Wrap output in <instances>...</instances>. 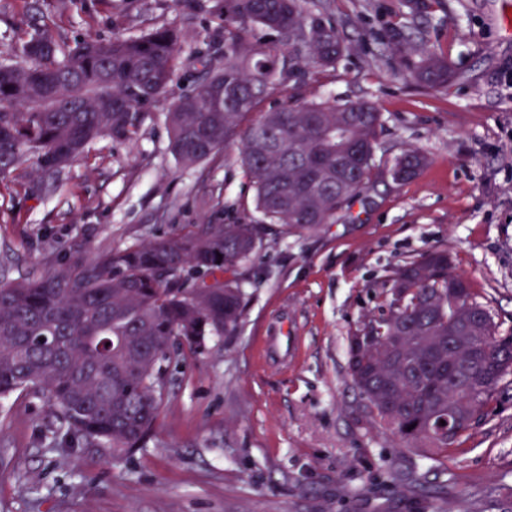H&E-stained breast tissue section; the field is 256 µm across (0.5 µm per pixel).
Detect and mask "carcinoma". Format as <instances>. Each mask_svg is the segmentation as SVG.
<instances>
[{
    "instance_id": "1",
    "label": "carcinoma",
    "mask_w": 512,
    "mask_h": 512,
    "mask_svg": "<svg viewBox=\"0 0 512 512\" xmlns=\"http://www.w3.org/2000/svg\"><path fill=\"white\" fill-rule=\"evenodd\" d=\"M278 43L253 39L255 29ZM352 51L324 0H224V54L197 55L202 82L166 113L170 151L194 165L240 144V159L266 224L315 233L368 185H397L427 165L415 145L378 153L382 114L367 100L294 103L243 126L284 77L336 68ZM390 55L413 53L409 77L431 89L459 79L452 62L422 40L400 37ZM179 36L160 28L135 38L67 45L37 28L0 63V180L30 170L47 189L96 141L135 138L146 105L162 96L181 64ZM262 247L255 224H191L182 233L110 249L88 259L73 243L58 270L0 282V398L42 394L68 439L121 458L142 448L164 406L165 364L182 347L238 336L247 305L242 270ZM431 248L396 267L384 294L398 314L372 317L350 346L353 386L372 423L409 447L440 456L482 420L512 374V330L502 331L467 278ZM467 289L448 303V283ZM471 331L448 349L461 321ZM485 359H470L472 337ZM467 420L453 434L441 421Z\"/></svg>"
}]
</instances>
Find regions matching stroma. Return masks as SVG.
<instances>
[{
	"instance_id": "1",
	"label": "stroma",
	"mask_w": 512,
	"mask_h": 512,
	"mask_svg": "<svg viewBox=\"0 0 512 512\" xmlns=\"http://www.w3.org/2000/svg\"><path fill=\"white\" fill-rule=\"evenodd\" d=\"M217 0H0V59L34 27L66 42L182 36L183 63L135 141L103 139L56 192L0 183V278L58 269L63 243L88 255L188 224H259L236 147L193 166L169 149L165 114L200 78L191 56L224 47ZM357 49L335 69L284 82L267 106L365 99L386 120L381 149L407 143L430 165L378 183L315 234L261 226L250 300L231 344L182 349L143 448H59V423L30 393L0 404V512H434L409 486L447 485L461 512H512V381L488 416L438 462L375 427L347 375V338L380 315L392 268L442 246L501 328L512 327V0H329ZM415 33L462 78L434 91L408 80L386 44ZM278 336L284 355L265 342Z\"/></svg>"
}]
</instances>
